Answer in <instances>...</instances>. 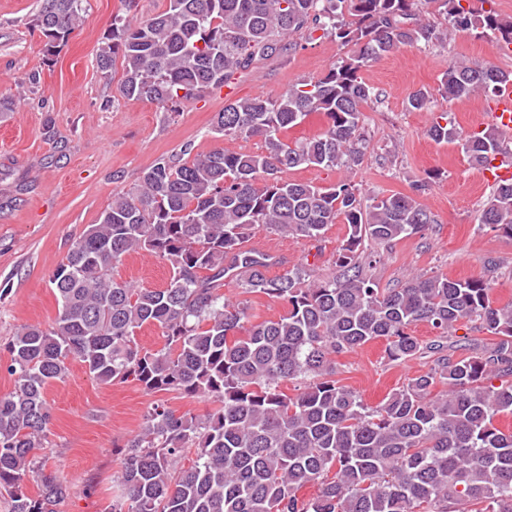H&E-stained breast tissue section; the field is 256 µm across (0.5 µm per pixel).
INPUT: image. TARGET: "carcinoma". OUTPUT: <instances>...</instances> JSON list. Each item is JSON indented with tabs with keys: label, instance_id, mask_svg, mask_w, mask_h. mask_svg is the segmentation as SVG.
Masks as SVG:
<instances>
[{
	"label": "carcinoma",
	"instance_id": "cac0c4a2",
	"mask_svg": "<svg viewBox=\"0 0 512 512\" xmlns=\"http://www.w3.org/2000/svg\"><path fill=\"white\" fill-rule=\"evenodd\" d=\"M83 3L43 0L37 24L48 48L80 25ZM423 6L446 26L425 18ZM476 20L482 35L512 44V22L466 10L461 0H169L144 21L113 16L98 68L107 72L121 58L122 93L170 112L183 98L231 84L256 59L296 49L297 34L321 31L349 52L318 80L276 98L224 104L215 130L261 136L265 153L216 149L183 164L160 158L71 244L50 279L54 323L21 327L0 362L15 381L0 397V488L10 491L11 512H55L68 496L64 481L42 474L36 451L52 419L45 391L67 378L72 361L102 384L130 380L150 393L217 403L202 417L152 408L122 445L105 512H512V433L493 424L495 415L512 414V303L493 301L479 278L413 275L397 288H377L364 271L362 243L417 232L434 223L431 213L401 193L366 204L348 178L331 187L281 178L302 165L350 172L362 165V107L376 94L360 72L401 47L446 41ZM509 81L512 72L491 63L456 60L439 92L459 100L494 94ZM311 112L328 118L319 137L282 139ZM427 133L439 143L463 142L473 165L505 153L492 129L464 135L436 121ZM339 220L348 238L331 279L310 280L300 268L270 278L274 258L244 248L255 224L317 238ZM481 223L512 236V181L497 185ZM137 250L170 265L166 287L115 277ZM227 278L284 303L286 313L245 327L247 308L224 298ZM418 322L440 338L477 322L495 342L455 359L414 336ZM147 324L163 329L162 349L138 342ZM377 339L394 361L439 356L369 407L336 381V356ZM284 382L300 384V392L284 393ZM439 383L448 390L435 394ZM191 448L195 458L185 467ZM33 474L41 478L35 498L22 490ZM308 485L319 489L311 499L300 495Z\"/></svg>",
	"mask_w": 512,
	"mask_h": 512
}]
</instances>
